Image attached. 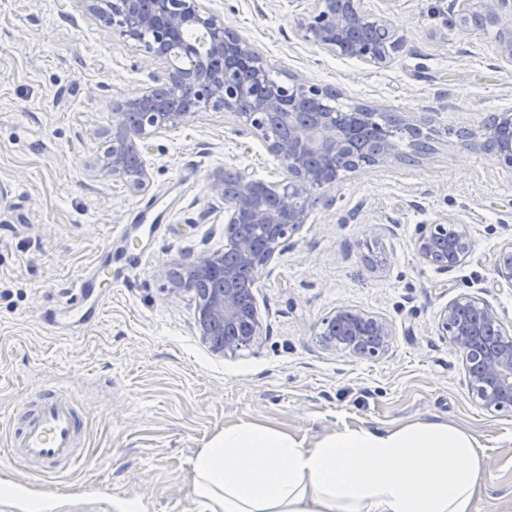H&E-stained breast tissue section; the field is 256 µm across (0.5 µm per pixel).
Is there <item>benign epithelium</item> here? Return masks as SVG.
Listing matches in <instances>:
<instances>
[{"mask_svg":"<svg viewBox=\"0 0 512 512\" xmlns=\"http://www.w3.org/2000/svg\"><path fill=\"white\" fill-rule=\"evenodd\" d=\"M87 11L100 17L114 14L113 32L141 41L151 62L167 64L159 87H149L124 101L113 112L112 148L103 168L123 178L134 189L148 188L145 166L135 173L127 163L128 153L140 156L148 140L192 120L210 109L235 116L240 135L264 142L268 152L288 167V179L266 181L255 172L235 171L233 184L225 173L210 175L211 190L224 198V250L202 254L183 265L172 281L175 297L194 295L199 335L217 354H233L255 345L262 324L256 300L245 304L241 271L249 267L261 276L285 241L308 223L320 196L333 187L353 161L356 141L368 123V112L341 111L328 107V89L309 85L297 76L282 84L266 80L268 63L241 33L224 26L218 14L203 0H84ZM461 22L497 29L499 60L512 66V0H487L476 12L473 0H453ZM193 27L205 33V49L190 43L180 45L190 56L192 68L173 62V43ZM297 32L318 50L338 58L358 60L380 67L389 63L403 46V39L388 19L368 11L363 0H314L313 9L298 19ZM241 64L254 74L250 83L237 84L232 73ZM288 123V136L267 137L268 123ZM479 149L496 163L512 169V110L499 112L484 125ZM455 232L448 235V225ZM422 260L443 271L455 269L471 252L467 225L448 219L423 224L414 242ZM495 277L512 285V241L496 259ZM209 283L204 298L196 288ZM437 328L450 338L465 360L472 390L488 411L512 408V336L502 333L497 313L479 298L462 293L438 314ZM322 342L346 349L360 358L385 352L394 329L387 320L361 310L339 307L326 318Z\"/></svg>","mask_w":512,"mask_h":512,"instance_id":"benign-epithelium-1","label":"benign epithelium"}]
</instances>
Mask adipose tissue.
Listing matches in <instances>:
<instances>
[{
  "mask_svg": "<svg viewBox=\"0 0 512 512\" xmlns=\"http://www.w3.org/2000/svg\"><path fill=\"white\" fill-rule=\"evenodd\" d=\"M482 456L456 426L342 427L311 445L252 422L191 461L201 512H472Z\"/></svg>",
  "mask_w": 512,
  "mask_h": 512,
  "instance_id": "ef3b65f1",
  "label": "adipose tissue"
}]
</instances>
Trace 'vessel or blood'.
Returning a JSON list of instances; mask_svg holds the SVG:
<instances>
[{"mask_svg":"<svg viewBox=\"0 0 512 512\" xmlns=\"http://www.w3.org/2000/svg\"><path fill=\"white\" fill-rule=\"evenodd\" d=\"M111 245H104L87 270L73 283V292L61 309L59 326H86L102 311L100 283L111 281L107 259ZM84 416L78 398L59 386L46 387L33 412L22 417L16 432L0 442V456L7 462H20L29 471L28 481L17 484L11 498L14 503L27 500L31 487L55 485L79 462Z\"/></svg>","mask_w":512,"mask_h":512,"instance_id":"1","label":"vessel or blood"}]
</instances>
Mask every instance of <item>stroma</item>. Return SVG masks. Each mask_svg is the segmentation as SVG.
<instances>
[{"mask_svg":"<svg viewBox=\"0 0 512 512\" xmlns=\"http://www.w3.org/2000/svg\"><path fill=\"white\" fill-rule=\"evenodd\" d=\"M249 37L270 69L338 91L431 132L429 151L345 173L253 294L263 334L251 349L213 353L195 301L173 297L175 271L223 250L217 170L282 179L279 160L236 132L224 111L199 113L152 138L148 191L102 173L113 105L162 75L141 43L114 35L84 0H0V409L57 383L90 410L84 464L40 496L57 512H103L97 488L138 512H200L190 487L196 449L251 421L312 443L343 426L448 423L478 441L484 465L473 512H512V411L476 402L438 311L462 293L486 301L512 332V286L494 260L512 241V169L476 145L489 116L512 110V67L490 26L460 32L451 0H364L404 47L373 67L318 51L297 33L313 0H206ZM166 212L137 239L139 270L106 289L96 323L72 335L50 324L110 231L143 204ZM452 217L473 248L445 272L417 255L419 228ZM350 307L385 318L384 355L359 358L320 339L322 321Z\"/></svg>","mask_w":512,"mask_h":512,"instance_id":"35a3bbf8","label":"stroma"}]
</instances>
